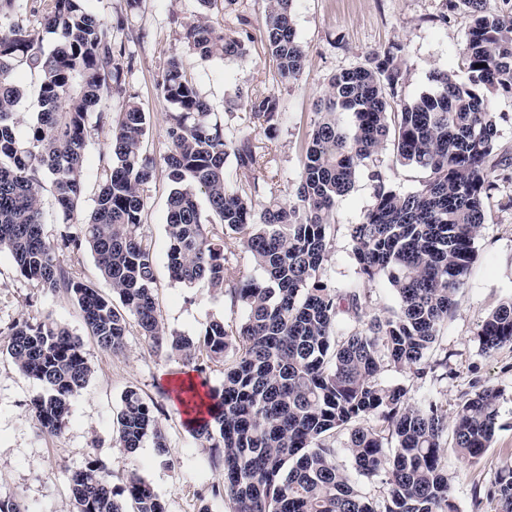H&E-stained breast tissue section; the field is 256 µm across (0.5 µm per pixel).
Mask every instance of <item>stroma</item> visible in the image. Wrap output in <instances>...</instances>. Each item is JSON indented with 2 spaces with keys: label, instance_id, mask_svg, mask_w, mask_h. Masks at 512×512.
<instances>
[{
  "label": "stroma",
  "instance_id": "obj_1",
  "mask_svg": "<svg viewBox=\"0 0 512 512\" xmlns=\"http://www.w3.org/2000/svg\"><path fill=\"white\" fill-rule=\"evenodd\" d=\"M89 3L105 21H125L117 38L124 42L131 61L126 90L146 113L141 150L155 162L153 177L144 187L147 207L140 232L151 240L156 254L162 323L167 330L194 339L211 320L242 323L246 312L233 302L228 289L247 277L261 280L262 273L241 249L224 264L226 291H214L202 282L186 286L170 277L165 224L173 184L162 162L169 140L164 122L167 104L158 90L168 58H182L227 127L239 123L230 107L238 91H269L278 97L282 115L277 131L257 136L278 171L260 196L264 202L294 201L303 150L316 119L314 103L333 75L366 64L372 53L395 43L404 61L401 95L405 99L430 90L434 71L448 70L461 80L466 77L460 63L469 19L463 10L453 8L451 0H294V23L307 50V66L297 81L287 85L278 83L275 62L258 40L265 0H234L225 9L210 11L211 20L223 24L227 32L255 38L246 56L224 61L200 60L181 38V23L199 13L196 0H140L134 8L127 0ZM111 138L107 124L87 138L82 173L85 202H92L110 162ZM492 177L499 189L485 201L486 220L475 239L477 258L457 293V307L442 331L439 347L429 355L437 363L436 370L423 379L393 370L383 376L386 383L404 384L413 405L436 403L450 418L475 391L499 392L498 428L478 464L458 456L452 437L443 439L457 512H500L492 493L494 482L501 470L512 468V345L487 355L477 337L488 313L512 299V167L495 168ZM373 202L374 183L364 169L351 191L337 202L328 229L331 250L320 272L328 286L356 280L349 228L361 222ZM45 315L80 339L92 367L88 385L73 397L66 427L57 436L42 433L32 421L28 404L39 384L19 371L6 352L7 328L13 321ZM183 372L182 363L151 349L135 325L122 354L102 351L69 295L28 284L17 275L11 258L1 253L0 496L20 494L31 512H76L69 475L97 459L116 488L124 486L129 471H136L166 498L168 512H199L204 505L210 512H229L223 496L212 493L223 484L222 470L212 462V449L193 437L182 407L173 406L167 392L168 381L181 378ZM130 388L139 389L155 404L169 447L167 457H158L149 440L131 455L117 444L114 420L121 397Z\"/></svg>",
  "mask_w": 512,
  "mask_h": 512
}]
</instances>
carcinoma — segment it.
Listing matches in <instances>:
<instances>
[{"label": "carcinoma", "instance_id": "cac0c4a2", "mask_svg": "<svg viewBox=\"0 0 512 512\" xmlns=\"http://www.w3.org/2000/svg\"><path fill=\"white\" fill-rule=\"evenodd\" d=\"M17 2L0 0V252L11 256L18 276L73 296L106 352L125 351L132 317L156 351L200 374L206 364L224 366L222 386L209 389L210 419L192 432L218 450L230 512H456L443 436L452 432L458 455L478 462L496 433L499 394L476 392L450 421L432 402L410 404L408 389L384 383L383 375L393 368L427 374V355L474 260L484 202L496 189L491 171L502 164L493 159L498 130L490 96H512V9L498 8L497 0H457L471 18L465 82L437 71L430 92L402 99L397 44L334 75L316 103L293 204L258 200L275 175L252 132L276 130L275 94L240 97L242 123L227 133L182 60L167 61L159 86L171 140L163 163L174 183L165 225L170 277L222 290L224 262L240 246L265 273L261 283L231 289L247 311L244 323L214 319L194 340L167 332L157 312L154 250L139 233L143 188L153 175L141 152L147 117L140 103L126 100L111 120V162L91 211L70 231L83 203L89 129L107 118L111 97L126 95L125 48L113 34L124 20L106 22L88 0H51L43 27L56 40L47 51L38 33L12 21ZM292 5L268 0L261 31L285 84L303 74L307 58ZM183 39L207 61L245 56L251 36L228 33L200 15L184 25ZM19 66L40 78V110L24 134L18 130L23 91L13 79ZM388 143L397 162L427 173L419 190L386 186L376 161ZM231 155L240 182L226 178ZM370 166L374 202L350 236L360 276L385 279L397 296L385 315L373 312L370 294L358 285L333 288L319 278L336 203ZM46 193L66 225L53 241L43 231ZM84 247L120 305L61 261ZM8 336L13 363L40 386L30 401L32 420L41 432L60 435L71 398L92 374L80 339L48 316L18 319ZM477 336L488 354L512 345V300L485 318ZM369 419L378 428L363 427ZM116 423L126 452L150 438L159 455L168 454L155 405L139 390L123 393ZM334 435L346 436L358 475L381 478L379 495L354 488L327 443ZM70 488L77 512H127V502L133 512H167L139 475L130 473L116 492L92 461L74 471ZM495 493L501 512H512V469L497 476Z\"/></svg>", "mask_w": 512, "mask_h": 512}]
</instances>
